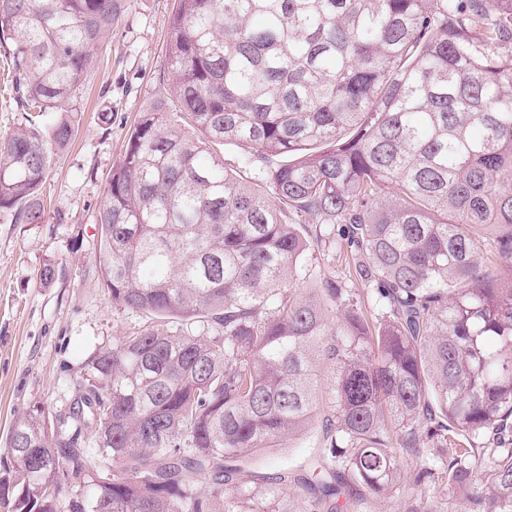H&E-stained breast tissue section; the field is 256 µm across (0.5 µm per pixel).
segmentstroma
Segmentation results:
<instances>
[{
  "label": "stroma",
  "mask_w": 512,
  "mask_h": 512,
  "mask_svg": "<svg viewBox=\"0 0 512 512\" xmlns=\"http://www.w3.org/2000/svg\"><path fill=\"white\" fill-rule=\"evenodd\" d=\"M177 0H126L125 10L94 57L82 92L75 140L55 154L43 188L44 221L15 223L0 211V462L13 420L32 404L50 416L68 412L74 383L96 349L133 336L151 317L113 303L101 282L97 216L112 168L121 159L138 115L166 97L172 79L166 45ZM112 115L103 129L99 113ZM62 272L49 286L38 273L46 260ZM304 288L316 275L349 286L344 258L314 244ZM313 422L289 447L252 453L239 462L241 480L279 469L311 468L321 446Z\"/></svg>",
  "instance_id": "1"
}]
</instances>
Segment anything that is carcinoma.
Returning <instances> with one entry per match:
<instances>
[{"label": "carcinoma", "instance_id": "cac0c4a2", "mask_svg": "<svg viewBox=\"0 0 512 512\" xmlns=\"http://www.w3.org/2000/svg\"><path fill=\"white\" fill-rule=\"evenodd\" d=\"M124 6L0 0L25 120L0 210L24 224ZM168 65L188 126L140 113L97 217L104 288L159 322L88 359L68 415L14 420L0 508L340 512L361 487L447 512L440 482L512 512V0H179ZM228 140L249 177L211 151ZM306 222L352 287L296 288ZM322 360L317 466L240 481L230 460L312 424Z\"/></svg>", "mask_w": 512, "mask_h": 512}]
</instances>
